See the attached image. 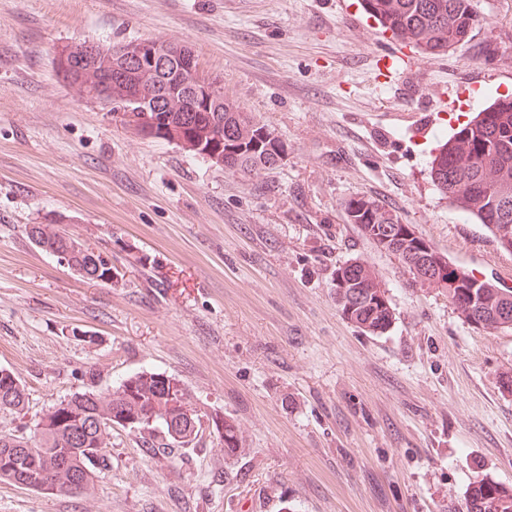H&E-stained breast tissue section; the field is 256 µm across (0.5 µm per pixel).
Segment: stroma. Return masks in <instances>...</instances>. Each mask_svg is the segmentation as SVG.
I'll list each match as a JSON object with an SVG mask.
<instances>
[{"label": "stroma", "mask_w": 512, "mask_h": 512, "mask_svg": "<svg viewBox=\"0 0 512 512\" xmlns=\"http://www.w3.org/2000/svg\"><path fill=\"white\" fill-rule=\"evenodd\" d=\"M468 43L428 59L358 0H0V369L33 430L58 401L151 370L233 418L174 455L112 432L90 493L0 483V512H468L486 475L512 487V329L468 323L347 221L346 200L396 211L456 266L512 288V252L430 177L438 142L512 93V0H474ZM160 39L288 145L230 172L143 139L54 66L57 48ZM496 46L492 57L482 54ZM399 54L408 70L381 75ZM63 229L112 262L83 279L29 239ZM382 278L394 320L372 336L339 311L336 268ZM208 419L212 421V426L223 438L224 454L234 455L239 449V430L235 421L218 414L211 415Z\"/></svg>", "instance_id": "stroma-1"}]
</instances>
